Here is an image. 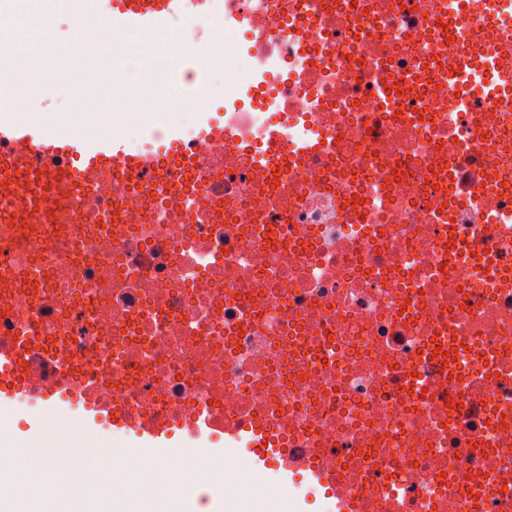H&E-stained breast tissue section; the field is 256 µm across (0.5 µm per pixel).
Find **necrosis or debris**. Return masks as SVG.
I'll return each mask as SVG.
<instances>
[{
	"mask_svg": "<svg viewBox=\"0 0 512 512\" xmlns=\"http://www.w3.org/2000/svg\"><path fill=\"white\" fill-rule=\"evenodd\" d=\"M491 3L224 0L229 39L184 50L223 57L238 115L217 141L185 129L192 168L85 179L82 216L54 194L32 229L0 172V348L34 353L19 410L57 428L39 395L74 386L147 425L209 417L204 444L249 428L234 469L274 449L350 512H512V20ZM465 53L496 57L497 101L450 75ZM190 467L201 510L240 494L161 462Z\"/></svg>",
	"mask_w": 512,
	"mask_h": 512,
	"instance_id": "4bbe7bcc",
	"label": "necrosis or debris"
}]
</instances>
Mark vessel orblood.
Segmentation results:
<instances>
[{
    "label": "vessel or blood",
    "mask_w": 512,
    "mask_h": 512,
    "mask_svg": "<svg viewBox=\"0 0 512 512\" xmlns=\"http://www.w3.org/2000/svg\"><path fill=\"white\" fill-rule=\"evenodd\" d=\"M23 4L24 0H0V28L12 27L23 11L32 22L43 23L39 10L24 9ZM66 6L80 24L79 35L71 44L77 55L87 51L90 40L112 30L146 38L169 29L171 19L176 17L215 28L224 24L222 0H67ZM193 155V149L186 147L165 160L186 165ZM165 160L130 151L124 136L109 129L68 138L52 136L43 124L25 119L0 121V165L9 164L25 181L15 195L14 218L18 221L38 216L29 192L31 185L38 183L53 192L76 185L86 177L108 180L112 175L125 174L147 178ZM29 357L23 346L0 352V366L11 376L10 381L0 382V440L10 433L12 395L20 389L16 379L24 374ZM97 422L94 416L84 419L82 426L90 439L73 449L72 454L98 460L97 476L101 482L112 478L110 469L102 463L105 452H112L116 460L124 463L133 459L148 463L174 453L157 428L140 429L136 441L108 449L106 436L95 430Z\"/></svg>",
    "instance_id": "b4317fda"
}]
</instances>
